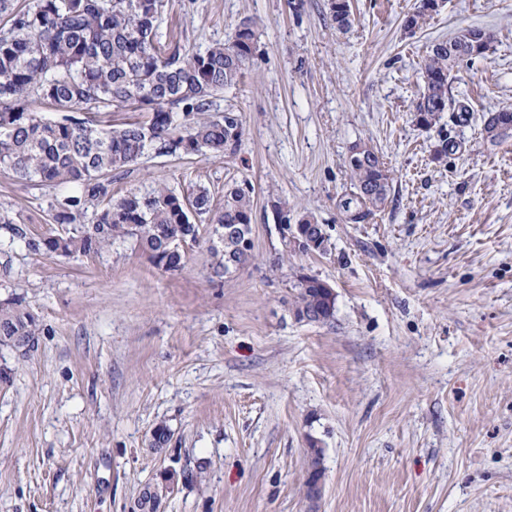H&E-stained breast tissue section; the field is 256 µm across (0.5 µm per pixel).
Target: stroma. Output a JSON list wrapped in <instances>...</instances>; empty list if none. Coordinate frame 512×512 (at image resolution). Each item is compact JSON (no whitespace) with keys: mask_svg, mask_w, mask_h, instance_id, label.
<instances>
[{"mask_svg":"<svg viewBox=\"0 0 512 512\" xmlns=\"http://www.w3.org/2000/svg\"><path fill=\"white\" fill-rule=\"evenodd\" d=\"M350 3L342 32L329 0L163 2L162 40L200 50L256 22L257 52L216 99L244 135L220 158L147 153L112 197L201 188L217 213L249 183V266L215 274L204 243L175 272L131 239L36 254L0 231V304L22 299L40 327L30 357L0 348V512H130L172 471L164 512H512V140L483 134L512 109V0H444L411 32L422 0ZM469 28L491 38L452 80L469 121L416 126L428 47ZM443 135L458 150L438 162ZM358 142L393 181L349 224ZM61 193L0 172V212L32 235L57 231ZM280 206L322 224L327 253L285 252ZM302 275L332 287L331 322L295 316Z\"/></svg>","mask_w":512,"mask_h":512,"instance_id":"35a3bbf8","label":"stroma"}]
</instances>
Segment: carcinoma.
<instances>
[{
  "label": "carcinoma",
  "instance_id": "1",
  "mask_svg": "<svg viewBox=\"0 0 512 512\" xmlns=\"http://www.w3.org/2000/svg\"><path fill=\"white\" fill-rule=\"evenodd\" d=\"M162 0H0V170L20 180L65 185L70 194L52 209L56 224L81 229L38 238L0 213V228L12 240L25 242L36 254L61 257L97 254L116 239L133 238L150 261L165 272L182 267L180 244H197L216 233L196 224L191 214L211 211L206 190L179 197L165 187L146 195L130 193L112 201V173L138 163L149 150L157 155L182 153L188 141L194 153L214 158L236 151L243 132L231 136L224 118L215 119L214 99L237 84L258 43L250 23L235 31L228 44L215 42L205 50L167 47L161 42L158 18ZM333 22L340 30L352 26L349 0H331ZM490 37L479 28L433 43L423 60L424 87L414 107L419 126L430 129L450 112L457 122L469 120L468 102L449 95L453 71L464 61L483 57ZM60 113L47 119L35 103ZM133 109L149 113L145 122L105 128L94 115ZM504 111L484 127L486 139L512 138L500 132ZM350 190L338 202L346 222L361 224L382 208L392 178L378 152L365 143L350 147L345 161ZM252 189L236 185L224 193V210L215 223L229 230L209 247L216 272L227 274L251 263L253 254L237 248L238 234L252 232ZM91 223H85L86 218ZM295 315H315L327 323L335 315V296L317 280L295 285ZM0 330L39 336L35 316L17 300L0 305ZM323 450H307L308 480L322 479Z\"/></svg>",
  "mask_w": 512,
  "mask_h": 512
}]
</instances>
